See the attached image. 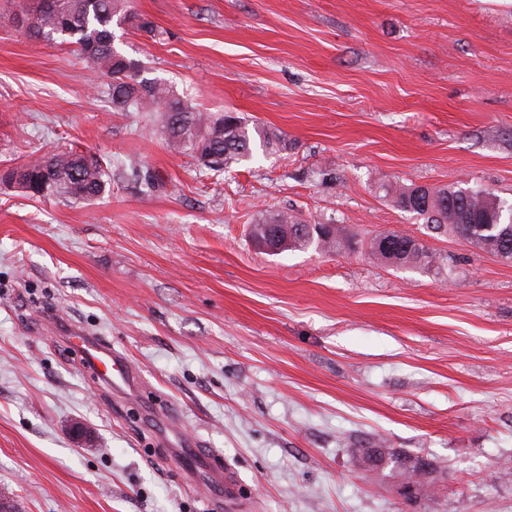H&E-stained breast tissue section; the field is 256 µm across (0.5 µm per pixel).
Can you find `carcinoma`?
I'll return each mask as SVG.
<instances>
[{"label": "carcinoma", "mask_w": 512, "mask_h": 512, "mask_svg": "<svg viewBox=\"0 0 512 512\" xmlns=\"http://www.w3.org/2000/svg\"><path fill=\"white\" fill-rule=\"evenodd\" d=\"M13 19L34 18L28 27L36 38L50 43L77 46L80 55L97 72L110 79L105 93L112 108L123 112H156L161 138L175 153L195 159L211 156L206 169L215 177L253 154L254 139L265 150H279L281 139L274 133L250 129L233 112H204L172 86L146 76L139 59L129 57L114 47L113 25H127L147 34L155 33L152 22L129 9L128 0H55L47 8L41 0H12ZM125 168L147 189L155 188V178L143 169L137 158L127 159ZM109 175L103 159L90 153L74 151L48 153L31 157L10 167H0V185L18 187L32 198L62 197L89 202L101 196ZM386 194L397 205L425 221L429 228L449 232L482 252L512 254V204L487 190L456 186L409 187L389 185ZM302 223L294 212L267 210L251 225V237L273 236L287 241L286 250L312 248L321 253H345L354 237L339 224H314L302 235L293 228ZM395 248L384 250L379 238L370 242L374 259L392 267L416 268L427 262L424 247L411 244L410 237L394 234ZM376 476L395 485L408 484L421 493L434 478L401 458L388 454L386 466Z\"/></svg>", "instance_id": "carcinoma-1"}]
</instances>
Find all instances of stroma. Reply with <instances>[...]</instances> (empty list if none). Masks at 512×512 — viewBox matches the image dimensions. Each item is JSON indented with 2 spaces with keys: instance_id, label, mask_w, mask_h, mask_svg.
<instances>
[{
  "instance_id": "35a3bbf8",
  "label": "stroma",
  "mask_w": 512,
  "mask_h": 512,
  "mask_svg": "<svg viewBox=\"0 0 512 512\" xmlns=\"http://www.w3.org/2000/svg\"><path fill=\"white\" fill-rule=\"evenodd\" d=\"M116 27L197 109L284 136L214 178L116 112L72 48L0 20V166L73 148L90 202L0 190V499L16 512H227L180 440L220 452L242 512H512V263L439 233L387 185L512 203V0H132ZM134 156L158 184L124 173ZM335 220L350 254L270 255L248 228ZM400 232L421 269L374 259ZM126 357L118 395L66 332ZM445 468L409 505L352 455L378 437Z\"/></svg>"
}]
</instances>
